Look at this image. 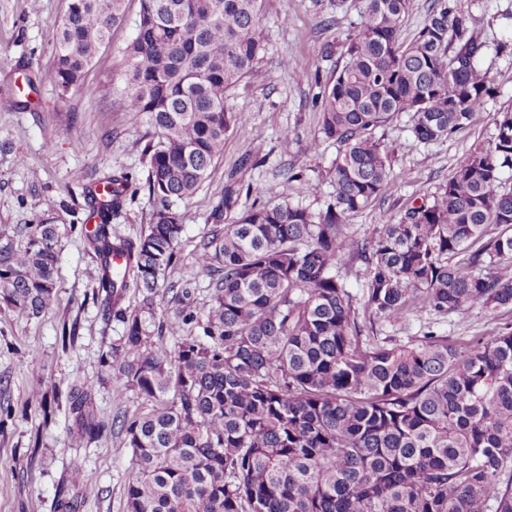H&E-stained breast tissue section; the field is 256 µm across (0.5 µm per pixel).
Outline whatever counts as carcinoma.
I'll list each match as a JSON object with an SVG mask.
<instances>
[{
  "mask_svg": "<svg viewBox=\"0 0 512 512\" xmlns=\"http://www.w3.org/2000/svg\"><path fill=\"white\" fill-rule=\"evenodd\" d=\"M358 29L318 93L317 152L337 155L334 191L313 211L277 186L266 202L203 238L199 268L213 280L203 336L172 354L151 350L159 282L183 231L189 199L224 154L237 121L228 93L266 51L264 0H140L120 95L133 123L153 129L152 224L135 241L112 234L125 179L87 236L107 310L134 288L140 312L106 363L152 408L122 428L132 452L126 512H512V324L454 340L429 332L407 344L366 333L371 316L512 306V110L491 144L458 161L430 200L370 239L347 217L392 193L389 146L373 132L403 112L424 143L467 127L495 94L479 62L486 41L454 0H432L401 39L410 0H361ZM126 17V0H68L43 81L62 91L86 71ZM231 174L224 210L238 206ZM23 247L0 242V301L37 316L55 299L58 227L24 226ZM478 248H473V245ZM126 257L112 266V254ZM367 267L363 307L338 264ZM92 385L69 393L79 435Z\"/></svg>",
  "mask_w": 512,
  "mask_h": 512,
  "instance_id": "1",
  "label": "carcinoma"
}]
</instances>
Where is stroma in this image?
<instances>
[{
	"instance_id": "35a3bbf8",
	"label": "stroma",
	"mask_w": 512,
	"mask_h": 512,
	"mask_svg": "<svg viewBox=\"0 0 512 512\" xmlns=\"http://www.w3.org/2000/svg\"><path fill=\"white\" fill-rule=\"evenodd\" d=\"M488 41L481 65L495 95L471 124L447 141L425 144L412 134L409 114L378 128L391 150L395 187L384 204L348 219L359 238L374 236L403 207L421 203L447 181L473 145L490 142L497 112L512 107V0H456ZM67 0H0V237L26 243L18 230L53 218L59 226L56 296L50 309L28 316L0 304V512H125V486L132 474L131 450L121 428L124 417L151 404L122 390L105 354L124 334L123 314L138 311L142 296L128 290L121 313L108 311L97 288V259L81 232L90 191L104 177L124 176V206L112 218L119 235L135 239L152 224L149 199L151 129L132 123L119 105L124 49L137 33L139 0H129L125 20L112 30L87 70L85 90L62 91L43 82L55 63L57 26ZM359 0H265L266 51L229 95L242 115L224 140V154L187 201L179 203L184 232L176 258L154 304L153 322L182 324L180 336L154 337L155 351L173 352L179 338L202 335L212 306L209 276L197 264L202 238L235 212L224 209V185L235 174L240 207L261 205L260 190L279 185L295 204L313 210L329 200L335 145L318 153L305 145L317 135L316 95L329 80L347 34L360 21ZM329 55L307 79L296 83L283 69L307 68L320 48ZM291 139H283V130ZM251 162H244V155ZM187 298H177L179 289ZM512 323V307L420 316L380 317L378 336L406 343L433 330L452 338L494 335ZM93 383L92 415L101 428L74 442L75 418L67 405L73 381ZM83 465L82 484L67 480L70 464Z\"/></svg>"
}]
</instances>
